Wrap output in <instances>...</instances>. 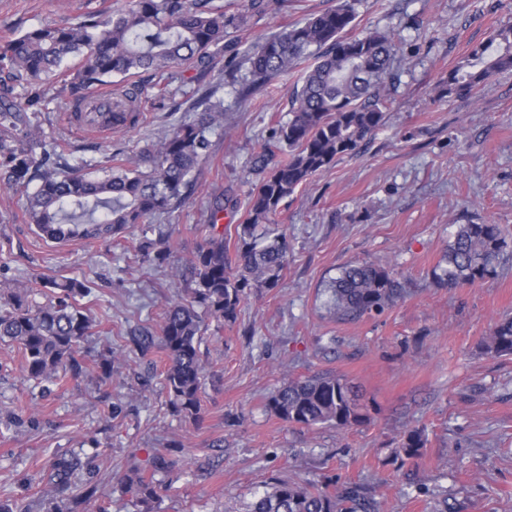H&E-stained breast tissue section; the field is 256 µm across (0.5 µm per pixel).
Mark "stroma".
I'll use <instances>...</instances> for the list:
<instances>
[{
  "label": "stroma",
  "instance_id": "obj_1",
  "mask_svg": "<svg viewBox=\"0 0 512 512\" xmlns=\"http://www.w3.org/2000/svg\"><path fill=\"white\" fill-rule=\"evenodd\" d=\"M336 0H269L224 39L207 79L224 100V126L211 133L189 202L121 239L45 240L26 218V198L0 192V285L41 278L88 280L92 333L81 346L89 368L40 382L22 354L0 344V499L17 512H45L55 460H79L70 512H247L271 478L343 494L358 488L376 512H512V355L488 353L494 325L512 316V258L485 282L450 288L433 269L463 224H497L512 239V71L471 92L438 97L461 57L512 20V0H357L353 34L396 33L412 60L385 120L359 148L299 187L277 214L292 260L278 288L252 290L236 323L210 326L201 345L207 377L199 421L174 414L163 384L158 335L168 301L186 296L171 276L202 237L215 196L227 245L243 219L254 154L288 119L299 73L276 77L242 100L224 77L229 57ZM125 0H0V41L45 24L76 23ZM191 72L151 100L133 128L81 138L63 122L71 103L60 78L41 86L39 123L62 161L101 173L172 125L195 119ZM163 241L166 263L146 261L140 238ZM397 272L404 297L355 320L336 314L329 283L351 263ZM122 353L110 385L96 360ZM321 371L357 386L364 423L306 428L274 416L266 403L283 382ZM422 430L418 459L395 458L405 434ZM171 461L158 479L167 491L145 505L120 483L130 468L150 471L155 451Z\"/></svg>",
  "mask_w": 512,
  "mask_h": 512
}]
</instances>
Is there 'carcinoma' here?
<instances>
[{
	"label": "carcinoma",
	"mask_w": 512,
	"mask_h": 512,
	"mask_svg": "<svg viewBox=\"0 0 512 512\" xmlns=\"http://www.w3.org/2000/svg\"><path fill=\"white\" fill-rule=\"evenodd\" d=\"M355 0L307 17L250 45L244 53L245 73L229 66L240 83V97L266 87L276 76L307 63L290 95L288 121L272 128L262 151L251 161L255 175L245 218L235 227L236 257L227 255L224 232L217 229L223 197L213 199L205 223L209 233L189 261L175 267L173 277L186 281L189 298L168 302L159 325L166 353L164 383L175 413L196 421L202 410L206 378L200 345L214 321H237L241 303L254 288L279 287L292 252L285 234L260 243L256 229L271 224L281 204L297 188L327 170L336 159L354 152L378 129L395 87L393 65L401 50L386 32L350 35ZM265 0H248L245 10L230 11L214 0H126L123 8L89 21L46 24L0 42V71H7L29 90L54 74L63 62L80 57L69 74L66 90L84 99L89 90L112 76L135 79L131 88L112 100V115L123 128L142 117L141 103L161 93L174 79L173 68L205 75L214 51L224 50V36L245 24L247 13L261 12ZM512 70V25L496 29L491 44L478 45L460 59L440 85V97L469 92L502 71ZM147 73L152 81L137 80ZM218 88L193 89L197 119L163 130L134 156L122 160L102 177L52 161V144L37 125L28 127L24 142L0 138V189L27 193L26 215L49 240L93 239L104 233L123 236L152 216L171 214L193 195L197 173L211 153V131L224 126V100ZM36 189L29 191L32 182ZM138 250L160 263L167 251L145 239ZM512 256L497 224H464L448 244L436 280L450 288L474 285L495 275ZM53 299L37 304L25 285L0 289V341L14 344L23 355V371L33 379L55 381L77 377L86 369L81 343L93 319L80 303L90 293L77 278L46 280ZM336 314L360 317L381 311L405 292L401 278L369 262L350 264L329 285ZM488 352L512 354V319L497 323L486 342ZM267 408L290 424H322L345 428L362 422L363 406L356 387L331 372L291 380L277 388ZM426 439L419 430L407 433L396 458H418ZM45 492L47 512H65L64 493L74 464L60 459ZM125 491L143 502L160 498L162 483L140 473L125 478ZM372 505L355 495L336 496L325 490L274 480L252 503L250 512H371Z\"/></svg>",
	"instance_id": "carcinoma-1"
}]
</instances>
